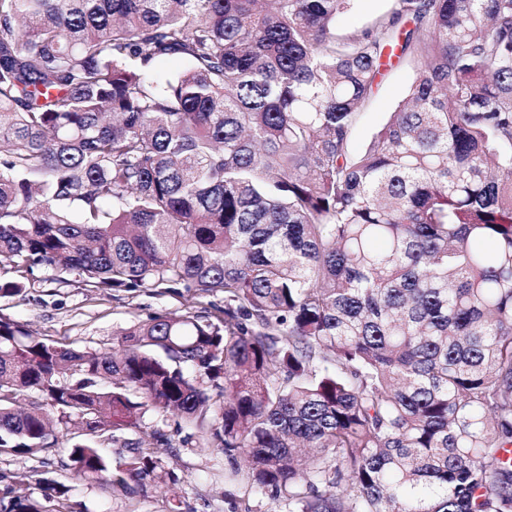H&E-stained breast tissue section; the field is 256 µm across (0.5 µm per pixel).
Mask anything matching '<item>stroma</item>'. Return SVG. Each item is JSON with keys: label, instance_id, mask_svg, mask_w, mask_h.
I'll return each instance as SVG.
<instances>
[{"label": "stroma", "instance_id": "stroma-1", "mask_svg": "<svg viewBox=\"0 0 512 512\" xmlns=\"http://www.w3.org/2000/svg\"><path fill=\"white\" fill-rule=\"evenodd\" d=\"M410 68L395 72L379 97L361 113L353 140L355 150H363L372 135L386 122L388 107L401 99L412 78ZM76 273L56 276L49 270L35 271L20 295L0 299V316L16 321L37 333L72 343L89 351L111 344L117 334L152 316L194 308L202 315H221L223 294L193 299L179 295H159L149 289L115 296L101 294L78 284ZM175 470L180 481L167 484L141 497L138 512H167L172 498L185 501L193 512H233L234 504L248 502L252 512H275L267 496L246 493L243 487L224 482V458L210 448L172 447L159 451ZM52 467L45 468L23 456L1 457L0 473L26 481L33 498L44 500L40 484L48 478L69 487L81 512H128L127 500L103 485L85 481L54 455Z\"/></svg>", "mask_w": 512, "mask_h": 512}]
</instances>
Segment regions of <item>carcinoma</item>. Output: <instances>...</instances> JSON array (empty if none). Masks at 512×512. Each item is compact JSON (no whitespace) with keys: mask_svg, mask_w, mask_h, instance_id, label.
I'll return each mask as SVG.
<instances>
[{"mask_svg":"<svg viewBox=\"0 0 512 512\" xmlns=\"http://www.w3.org/2000/svg\"><path fill=\"white\" fill-rule=\"evenodd\" d=\"M356 2L0 0V298L42 268L224 294L97 351L0 317V456L57 448L137 512L177 482L171 435L133 438L162 410L281 512H512V0L336 33ZM412 75V69L406 66L395 72L384 85L380 96L362 111L353 140L356 151L363 150L372 135L386 122L389 105L403 97Z\"/></svg>","mask_w":512,"mask_h":512,"instance_id":"carcinoma-1","label":"carcinoma"}]
</instances>
